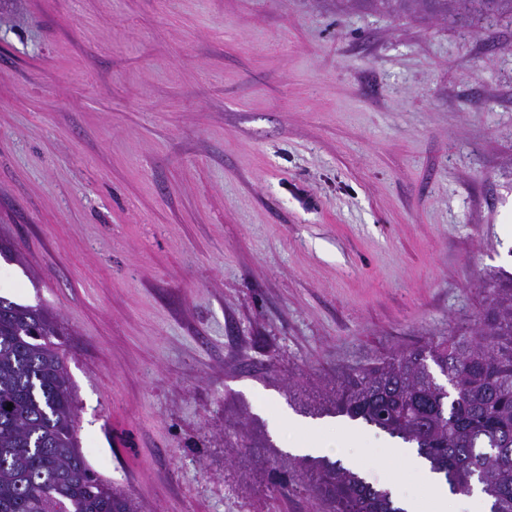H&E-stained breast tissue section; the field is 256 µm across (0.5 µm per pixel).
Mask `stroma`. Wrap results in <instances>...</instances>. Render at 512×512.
Returning <instances> with one entry per match:
<instances>
[{
  "mask_svg": "<svg viewBox=\"0 0 512 512\" xmlns=\"http://www.w3.org/2000/svg\"><path fill=\"white\" fill-rule=\"evenodd\" d=\"M512 21L336 0H0V295L43 305L91 469L142 512H321L338 376L512 275Z\"/></svg>",
  "mask_w": 512,
  "mask_h": 512,
  "instance_id": "obj_1",
  "label": "stroma"
}]
</instances>
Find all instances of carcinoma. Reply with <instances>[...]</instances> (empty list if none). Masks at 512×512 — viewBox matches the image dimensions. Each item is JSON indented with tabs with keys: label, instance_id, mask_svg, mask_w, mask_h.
<instances>
[{
	"label": "carcinoma",
	"instance_id": "1",
	"mask_svg": "<svg viewBox=\"0 0 512 512\" xmlns=\"http://www.w3.org/2000/svg\"><path fill=\"white\" fill-rule=\"evenodd\" d=\"M423 12L451 25L453 0H347ZM470 24L512 19V0H463ZM468 333L448 335L336 379L316 410L361 420L416 449L451 491L471 481L512 512V279L483 282ZM55 315L0 296V512H138L91 470L75 436V399ZM13 404L7 409V404ZM322 512H403L385 489L326 459L297 463Z\"/></svg>",
	"mask_w": 512,
	"mask_h": 512
}]
</instances>
